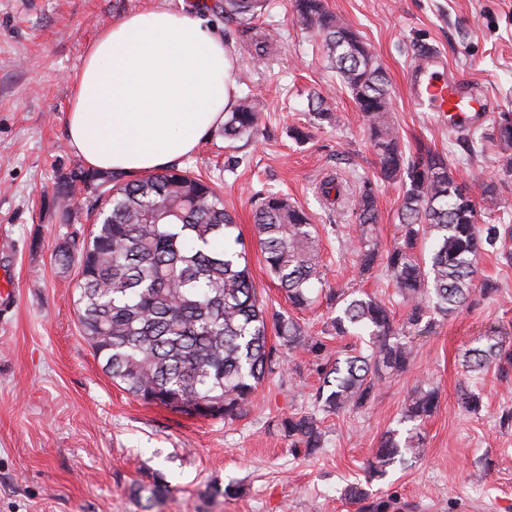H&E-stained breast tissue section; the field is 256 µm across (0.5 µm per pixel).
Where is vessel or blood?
<instances>
[{"mask_svg": "<svg viewBox=\"0 0 512 512\" xmlns=\"http://www.w3.org/2000/svg\"><path fill=\"white\" fill-rule=\"evenodd\" d=\"M410 84L421 111L437 113L441 121L456 127L473 128L483 122L485 89L461 83L449 72L440 53L419 56L411 70Z\"/></svg>", "mask_w": 512, "mask_h": 512, "instance_id": "vessel-or-blood-1", "label": "vessel or blood"}]
</instances>
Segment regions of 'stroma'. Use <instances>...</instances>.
Instances as JSON below:
<instances>
[{
    "mask_svg": "<svg viewBox=\"0 0 512 512\" xmlns=\"http://www.w3.org/2000/svg\"><path fill=\"white\" fill-rule=\"evenodd\" d=\"M167 5L206 18L235 58L240 95L259 103L254 138L230 141L222 129L202 139L181 167L212 179L224 194L247 246V260L267 312L289 306L256 245L253 211L261 194L288 195L316 225L326 284L376 295L402 324L406 307L384 271L361 274L354 249L352 203L329 207L315 185L323 177L372 175V149L348 90L315 38L292 24L291 0H269L251 27L226 21L222 0H0V277L15 290L0 311V512H141L131 487L162 473L169 491L153 512H367L340 491L367 483L395 512H512V366L470 376L463 351L484 336L512 346V265L484 255L482 277L497 296L407 329L410 369L387 379L361 412L322 415L326 446L294 454L278 418L313 408L319 385L310 355L296 351L259 387L247 415L192 418L147 405L113 384L83 335L73 303L78 267L61 270L59 244L90 233L78 212L61 220L55 186L82 157L70 146L66 112L88 45L124 16ZM356 30L390 77L392 119L405 142L421 138L447 152L458 182L496 186V204L480 203V221L512 219V173L494 155L471 151L479 129L459 133L410 97V67L420 46L443 55L449 70L480 84L494 112L512 113V0H326ZM272 38L268 63L254 67L257 33ZM312 91L331 93V121L314 120ZM303 132L294 139L292 129ZM402 190L379 187L381 249L399 236ZM429 379L438 405L423 424L425 455L369 479L381 436L401 429L406 397ZM478 393L482 410L460 404L461 388ZM234 484L232 498L211 484Z\"/></svg>",
    "mask_w": 512,
    "mask_h": 512,
    "instance_id": "1",
    "label": "stroma"
}]
</instances>
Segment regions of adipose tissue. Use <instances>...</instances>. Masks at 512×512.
Segmentation results:
<instances>
[{
    "instance_id": "1",
    "label": "adipose tissue",
    "mask_w": 512,
    "mask_h": 512,
    "mask_svg": "<svg viewBox=\"0 0 512 512\" xmlns=\"http://www.w3.org/2000/svg\"><path fill=\"white\" fill-rule=\"evenodd\" d=\"M233 59L203 18L158 6L127 15L89 45L66 133L93 168L121 175L189 157L237 98Z\"/></svg>"
}]
</instances>
